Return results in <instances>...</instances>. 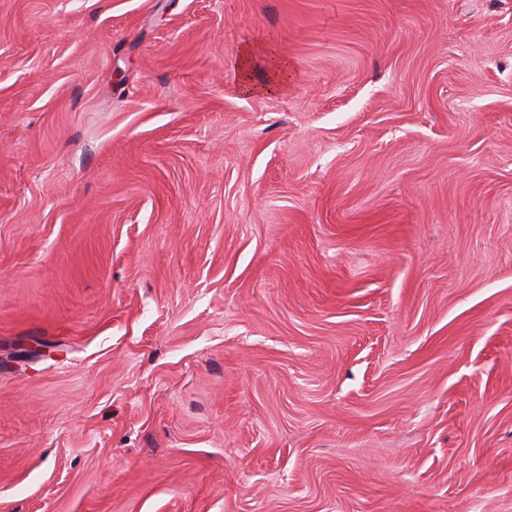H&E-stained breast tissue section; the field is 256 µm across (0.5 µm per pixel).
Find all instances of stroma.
Instances as JSON below:
<instances>
[{
  "instance_id": "stroma-1",
  "label": "stroma",
  "mask_w": 512,
  "mask_h": 512,
  "mask_svg": "<svg viewBox=\"0 0 512 512\" xmlns=\"http://www.w3.org/2000/svg\"><path fill=\"white\" fill-rule=\"evenodd\" d=\"M471 507L512 512V0H0V512ZM257 53L253 49L244 50L240 57L238 66L241 72V91L244 94L254 95L272 93L281 81L288 77V62L281 57H270L268 60V73L265 79L256 83L251 77V69Z\"/></svg>"
}]
</instances>
